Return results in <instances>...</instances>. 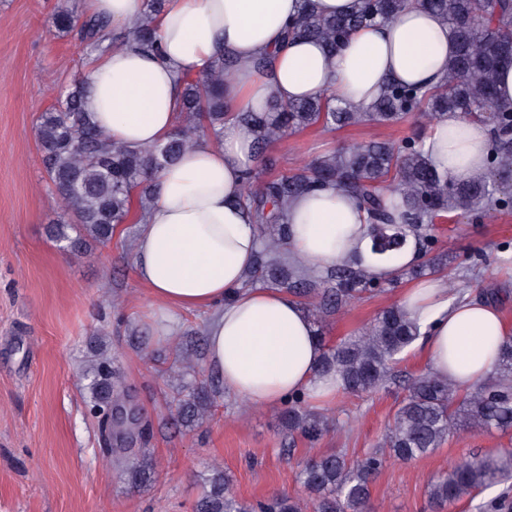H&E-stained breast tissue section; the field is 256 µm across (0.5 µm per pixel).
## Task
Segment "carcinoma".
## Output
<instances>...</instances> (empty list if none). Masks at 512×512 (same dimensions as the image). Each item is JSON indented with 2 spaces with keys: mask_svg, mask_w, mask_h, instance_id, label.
<instances>
[{
  "mask_svg": "<svg viewBox=\"0 0 512 512\" xmlns=\"http://www.w3.org/2000/svg\"><path fill=\"white\" fill-rule=\"evenodd\" d=\"M418 5L436 12L450 26L457 50L448 61V74L430 88L389 83L367 109L322 95L288 104L272 101L263 111L231 115L224 105L223 86L232 61L222 57L204 73L182 78L180 121L168 140L131 148L108 138L85 111L84 82L61 87L56 105L38 120L37 137L43 171L70 221L47 225L48 235L74 255L92 242L110 241L118 225L130 222L133 206L145 212L157 174L201 136L219 135L229 116L252 129L258 158L292 132L312 127L333 131L366 122L395 124L416 111L431 122L454 111L490 127V170L467 179L454 180L433 169L421 138L356 145L273 176L253 168L246 172L242 202L261 241L247 283L310 299L316 323L362 299L382 281L355 264L338 265L321 278L307 279L281 263L288 240V205L298 195L330 185L353 193L373 225L374 252L379 255L399 250L407 232L437 224L450 212L492 213L512 206V104H502L496 97L498 71L512 63V0H418ZM164 6L165 0H146L133 24L139 45L151 52L160 51L154 23ZM403 6L404 0H355L346 15L326 17L316 11L313 0H303L300 17L288 26L285 39H315L334 52L354 30L388 22ZM55 23L61 31L78 30L92 51L105 49L106 41H124L123 35L108 31L102 17L61 11ZM419 335V325L401 307H389L360 335L327 347L321 371L334 375L337 388L344 392L377 391L393 382L392 364ZM84 378L89 380V412L104 445H113V467L130 484L149 480L151 457L125 456L124 445L133 442L131 430L112 432L110 414L124 411L126 401L112 362L97 355ZM210 405V392L199 385L178 402L177 415L192 424ZM281 422L315 440L327 431L330 417L295 400ZM464 426L512 429V337L501 346L496 370L466 391L432 372L408 381L382 453L352 459L342 451H330L307 460L298 472L307 498L276 494L265 502L241 500L232 495L224 471L215 469L196 512H367L370 486L384 456L414 460ZM511 476V450L474 454L430 480L428 497L442 509Z\"/></svg>",
  "mask_w": 512,
  "mask_h": 512,
  "instance_id": "cac0c4a2",
  "label": "carcinoma"
}]
</instances>
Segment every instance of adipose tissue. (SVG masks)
I'll use <instances>...</instances> for the list:
<instances>
[{"instance_id": "1", "label": "adipose tissue", "mask_w": 512, "mask_h": 512, "mask_svg": "<svg viewBox=\"0 0 512 512\" xmlns=\"http://www.w3.org/2000/svg\"><path fill=\"white\" fill-rule=\"evenodd\" d=\"M84 7L108 20L112 31L127 33L144 0H84ZM300 7L301 0H166L156 19L160 54L128 41L93 55L84 76V107L105 134L138 148L173 132L183 76L202 73L223 55L235 62L224 82V102L229 111L247 112L322 93L365 107L389 81L435 85L455 52L447 22L413 6L386 24L357 29L333 54L312 40L284 41ZM262 57L271 58L270 69H257ZM253 142L250 128L225 122L218 137L196 143L158 174L134 264L163 314V334H172L181 312H209L207 363L225 391L275 408L297 396H330L336 382L319 372L325 339L304 305L278 289L244 285L260 246L240 204L243 174L255 164ZM424 144L437 170L465 179L487 164L490 128L451 112L434 123ZM371 235L365 212L339 188L290 204V262L315 271L352 262L386 278L418 261L415 235L386 256L373 252ZM399 304L420 327L417 347L432 373L462 389L495 370L499 348L512 336V324L495 305L449 302L441 276L413 283Z\"/></svg>"}]
</instances>
